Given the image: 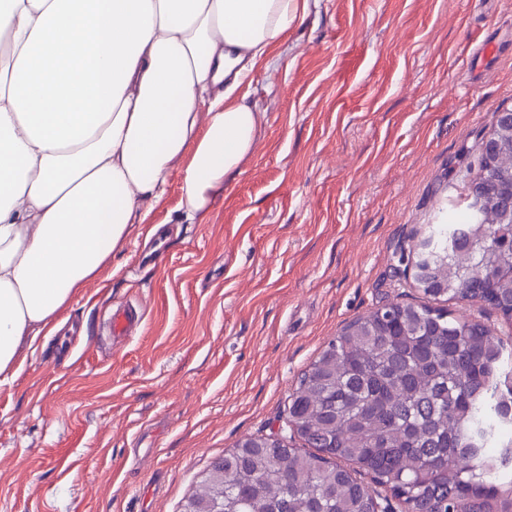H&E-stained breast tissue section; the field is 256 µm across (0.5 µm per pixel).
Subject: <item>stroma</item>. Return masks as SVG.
<instances>
[{
  "label": "stroma",
  "mask_w": 512,
  "mask_h": 512,
  "mask_svg": "<svg viewBox=\"0 0 512 512\" xmlns=\"http://www.w3.org/2000/svg\"><path fill=\"white\" fill-rule=\"evenodd\" d=\"M266 117L205 212L184 163L109 265L21 343L0 387V512H182L212 462L286 436L319 351L357 317L422 304L410 238L464 210L512 109V0H307L237 90ZM145 311L120 346V306Z\"/></svg>",
  "instance_id": "1"
}]
</instances>
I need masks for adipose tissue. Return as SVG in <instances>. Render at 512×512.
I'll use <instances>...</instances> for the list:
<instances>
[{
	"instance_id": "adipose-tissue-1",
	"label": "adipose tissue",
	"mask_w": 512,
	"mask_h": 512,
	"mask_svg": "<svg viewBox=\"0 0 512 512\" xmlns=\"http://www.w3.org/2000/svg\"><path fill=\"white\" fill-rule=\"evenodd\" d=\"M300 0H0V385L22 339L58 328L160 200L186 219L251 151L262 119L226 105ZM207 114H200V105Z\"/></svg>"
}]
</instances>
